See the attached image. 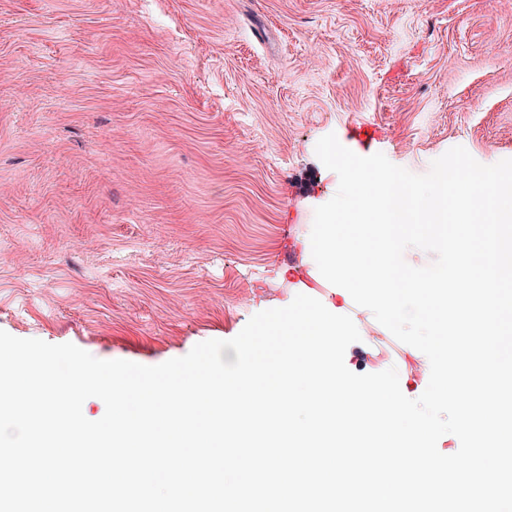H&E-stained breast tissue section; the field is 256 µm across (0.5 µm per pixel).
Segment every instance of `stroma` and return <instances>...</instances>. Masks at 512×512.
<instances>
[{
  "instance_id": "1",
  "label": "stroma",
  "mask_w": 512,
  "mask_h": 512,
  "mask_svg": "<svg viewBox=\"0 0 512 512\" xmlns=\"http://www.w3.org/2000/svg\"><path fill=\"white\" fill-rule=\"evenodd\" d=\"M330 133L512 159V0H0V330L154 366L305 294L418 398L426 355L303 252Z\"/></svg>"
}]
</instances>
